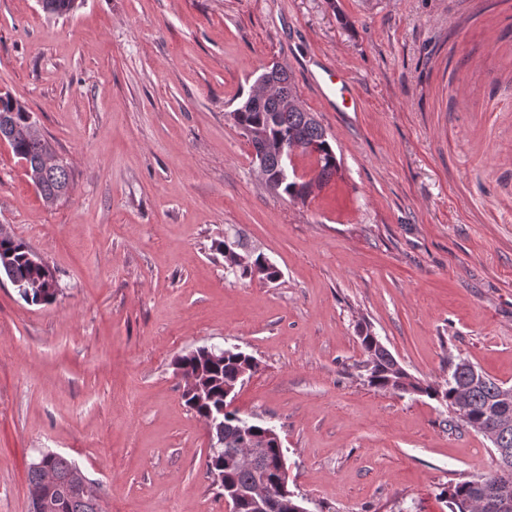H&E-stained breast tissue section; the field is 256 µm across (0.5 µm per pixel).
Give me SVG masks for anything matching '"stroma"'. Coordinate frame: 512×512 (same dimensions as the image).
Here are the masks:
<instances>
[{"label": "stroma", "instance_id": "obj_1", "mask_svg": "<svg viewBox=\"0 0 512 512\" xmlns=\"http://www.w3.org/2000/svg\"><path fill=\"white\" fill-rule=\"evenodd\" d=\"M344 70L337 111L313 80ZM285 68L339 170L266 189L229 114ZM0 91L73 184L46 206L0 144V224L55 270L49 305L0 278V512L40 452L103 512H226L175 360L236 346L235 406L274 426L307 512H448L491 442L425 396L370 387L369 326L421 382L465 358L512 386V0H0ZM239 239L276 282L229 272ZM319 87L322 95L327 97L336 108L342 110H353L357 112L360 108V100L353 90L352 83L346 74L332 64H325L322 67Z\"/></svg>", "mask_w": 512, "mask_h": 512}]
</instances>
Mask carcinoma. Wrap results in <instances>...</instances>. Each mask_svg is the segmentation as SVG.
Masks as SVG:
<instances>
[{
	"label": "carcinoma",
	"instance_id": "1",
	"mask_svg": "<svg viewBox=\"0 0 512 512\" xmlns=\"http://www.w3.org/2000/svg\"><path fill=\"white\" fill-rule=\"evenodd\" d=\"M76 0H46L43 11L52 16H68L75 9ZM271 84L270 94L257 100V95L248 94L242 105L235 109V126L253 148L254 161L262 162L263 180L266 187L280 196L305 198L309 193V184L299 183L290 178L283 170L280 159V147L295 141L302 143L301 152L315 156L318 172V184L328 182L338 171L336 153L329 142L326 130L315 116L302 107L285 106L288 98L297 95L290 75L284 68L274 65L264 72ZM6 115L11 123V138L8 146L14 157L25 167L26 175L38 189L43 201L54 205L66 198L72 187V173L66 162L44 169L39 166L41 156L52 150L49 140L40 131L31 132L29 127L36 122L34 113L9 93L0 95V115ZM214 250L224 255L227 268L242 277L257 276L269 283L279 278V271L262 254L239 252L242 244L239 240L224 239L213 243ZM31 249L25 242L11 234L4 225H0V276H5L18 287V294L27 303L50 304L57 298L54 291L38 294L30 285L40 280L43 268L34 264ZM362 351L371 368L365 370V381L380 391L392 393H412L436 399L451 408L455 402L456 391L469 387L465 413L461 420L473 430L478 431L487 424L491 414L508 413L512 419V402L501 405L499 395L504 384L489 375L484 381L473 383L470 361L461 359L454 365L443 389L425 385L417 380L412 389L407 390L398 383L397 360L385 347L379 345L370 331L360 336ZM253 356L237 347L224 349V356L208 361L202 358L197 349L176 359L178 368H188L196 374L198 392L182 394L185 405L201 419L217 418L212 427V444L206 459L207 473H224V486L247 488L255 480V472L241 470L228 464L225 455L243 440L246 433L262 436L266 427L260 423H251L250 431L243 429L246 419L235 409L224 410V388L235 384L243 365ZM268 456L263 470L269 479L276 478V463L283 449L272 440L268 441ZM51 474L55 478L56 490L51 501L41 499L44 491L43 477ZM83 473L68 458L54 452H43L32 462L28 472L29 491L34 493L33 512H101L98 499L88 497L79 490ZM498 473L481 476L477 479L463 480L448 487V509L450 512H466L467 502L480 500L482 490L495 484Z\"/></svg>",
	"mask_w": 512,
	"mask_h": 512
}]
</instances>
